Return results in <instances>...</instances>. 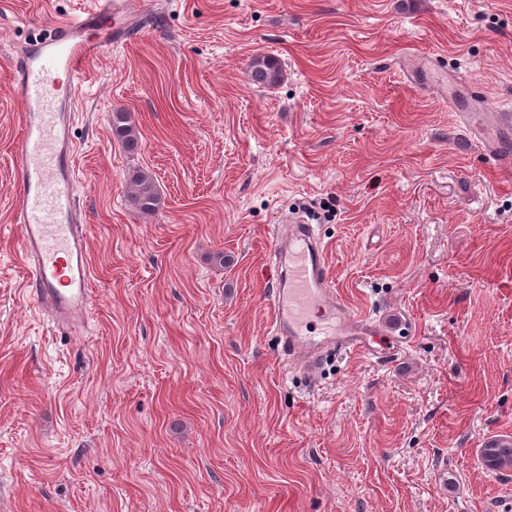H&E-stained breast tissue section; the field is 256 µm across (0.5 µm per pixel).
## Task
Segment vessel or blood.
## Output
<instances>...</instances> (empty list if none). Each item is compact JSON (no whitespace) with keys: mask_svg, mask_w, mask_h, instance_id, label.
<instances>
[{"mask_svg":"<svg viewBox=\"0 0 512 512\" xmlns=\"http://www.w3.org/2000/svg\"><path fill=\"white\" fill-rule=\"evenodd\" d=\"M133 15L131 0H89L74 18L52 26L36 50L19 60L14 80L24 103L23 128L16 145L20 180L13 222L29 262L32 291L56 330L76 333L87 324L94 303L87 226L79 207L69 102L58 93L56 77L81 81L86 63L126 38L113 19ZM271 245L277 271L272 329L288 360L310 377L334 347L360 346L356 331L364 321L353 314L328 283L323 240L313 225L282 215ZM320 317L323 335H305L303 324Z\"/></svg>","mask_w":512,"mask_h":512,"instance_id":"vessel-or-blood-1","label":"vessel or blood"}]
</instances>
